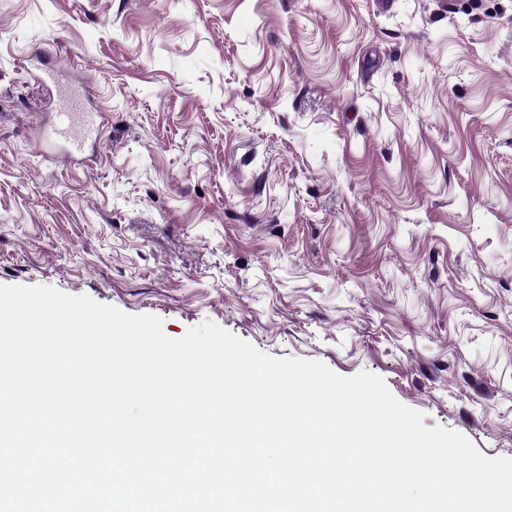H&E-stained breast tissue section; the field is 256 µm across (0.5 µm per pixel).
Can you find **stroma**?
Instances as JSON below:
<instances>
[{"instance_id":"35a3bbf8","label":"stroma","mask_w":512,"mask_h":512,"mask_svg":"<svg viewBox=\"0 0 512 512\" xmlns=\"http://www.w3.org/2000/svg\"><path fill=\"white\" fill-rule=\"evenodd\" d=\"M57 67L107 115L72 162ZM0 284L369 371L512 457V0H0Z\"/></svg>"}]
</instances>
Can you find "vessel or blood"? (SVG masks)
<instances>
[{"instance_id": "obj_1", "label": "vessel or blood", "mask_w": 512, "mask_h": 512, "mask_svg": "<svg viewBox=\"0 0 512 512\" xmlns=\"http://www.w3.org/2000/svg\"><path fill=\"white\" fill-rule=\"evenodd\" d=\"M98 114L85 107L78 94H69L54 115L51 133L65 145L68 157L81 155L88 142L97 140L101 132Z\"/></svg>"}]
</instances>
